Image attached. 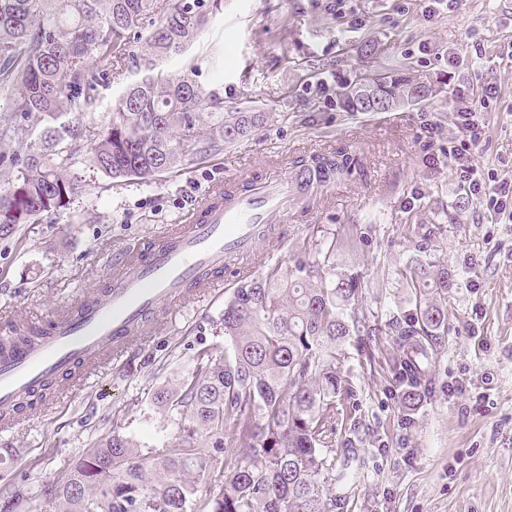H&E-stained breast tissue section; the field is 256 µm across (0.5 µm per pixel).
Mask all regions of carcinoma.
Segmentation results:
<instances>
[{
  "label": "carcinoma",
  "mask_w": 512,
  "mask_h": 512,
  "mask_svg": "<svg viewBox=\"0 0 512 512\" xmlns=\"http://www.w3.org/2000/svg\"><path fill=\"white\" fill-rule=\"evenodd\" d=\"M209 22L206 0H0V85L18 91L0 115V145H22L42 126L38 148L0 151V236L14 234L71 203L82 191L68 174L71 143L100 80L143 73L118 100L110 122L92 133L90 165L113 179H150L220 150L268 120L265 112H226L224 98L188 73L164 75ZM149 30L138 51L131 32ZM373 89L396 107L431 86L380 70L344 87L339 103L367 112ZM65 116L57 126L45 123ZM203 142L194 153L189 148ZM358 164L346 149L318 154L298 173L337 182ZM336 237L309 238L285 265L240 281L224 300V349L204 347L194 368L153 393L175 431L142 450L121 433L95 442L41 485L44 512H335L336 430L351 416L342 394L347 345L370 351L380 329L362 303L364 276L336 262ZM397 275L411 308L388 321L399 340L393 370L402 403L418 405L441 332L448 328V270L431 263ZM240 448V453L228 452Z\"/></svg>",
  "instance_id": "1"
}]
</instances>
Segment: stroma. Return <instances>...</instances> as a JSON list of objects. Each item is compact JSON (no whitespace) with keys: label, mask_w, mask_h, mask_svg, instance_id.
<instances>
[{"label":"stroma","mask_w":512,"mask_h":512,"mask_svg":"<svg viewBox=\"0 0 512 512\" xmlns=\"http://www.w3.org/2000/svg\"><path fill=\"white\" fill-rule=\"evenodd\" d=\"M399 63L432 86L428 99L387 112L337 107L340 87ZM185 69L226 109L265 112L268 121L148 181H114L78 152L70 173L83 190L73 202L0 236V324L48 319L88 293L116 254L180 223L214 181L289 174L348 148L359 170L281 230H266L261 249L282 263L305 238L338 235L337 258L363 274V310L381 326L405 306L398 270L446 267L448 331L428 376L432 394L412 410L395 382L396 337L346 362L355 410L336 433V512H512V221L494 220L487 206L512 193V0H221L186 54L162 65L172 75ZM138 78L128 70L99 86L87 130L110 121ZM490 84L497 96L473 152L484 176L477 197L445 153L461 135L460 103ZM238 282L226 267L223 292L161 312L163 335L68 403L0 434V489L18 492L20 512H40L38 486L113 427L143 449L173 432L153 392L191 372L199 349L223 347L224 299Z\"/></svg>","instance_id":"1"}]
</instances>
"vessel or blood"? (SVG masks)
<instances>
[{
    "label": "vessel or blood",
    "mask_w": 512,
    "mask_h": 512,
    "mask_svg": "<svg viewBox=\"0 0 512 512\" xmlns=\"http://www.w3.org/2000/svg\"><path fill=\"white\" fill-rule=\"evenodd\" d=\"M323 191L293 175L212 185L181 223L116 258L103 287L57 314L43 335L0 353V432L46 384L89 382L145 342L161 309L223 287L225 267L255 251L259 225L287 223Z\"/></svg>",
    "instance_id": "obj_1"
}]
</instances>
